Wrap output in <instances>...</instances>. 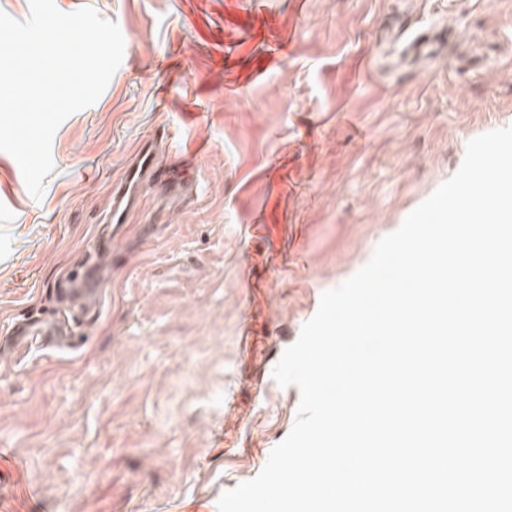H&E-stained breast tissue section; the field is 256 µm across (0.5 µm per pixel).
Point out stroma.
Here are the masks:
<instances>
[{
	"label": "stroma",
	"instance_id": "35a3bbf8",
	"mask_svg": "<svg viewBox=\"0 0 512 512\" xmlns=\"http://www.w3.org/2000/svg\"><path fill=\"white\" fill-rule=\"evenodd\" d=\"M116 21L123 61L52 141L41 197L0 152V512H218L291 431L272 371L322 293L512 125V0H54ZM441 33L401 59L395 21ZM174 134L99 257L70 348L7 336L58 306L130 146Z\"/></svg>",
	"mask_w": 512,
	"mask_h": 512
}]
</instances>
